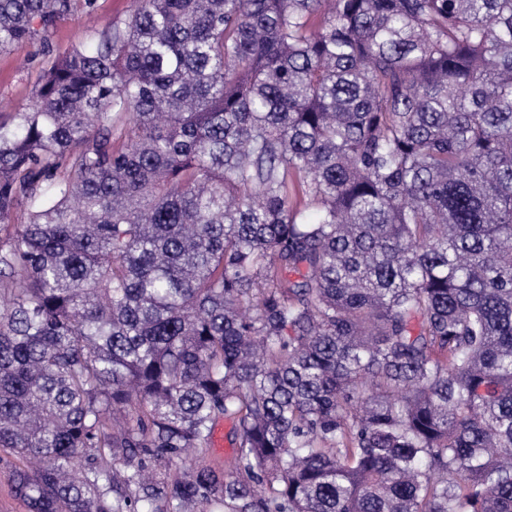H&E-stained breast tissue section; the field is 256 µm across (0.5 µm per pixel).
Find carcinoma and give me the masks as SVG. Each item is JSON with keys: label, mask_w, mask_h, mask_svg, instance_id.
I'll list each match as a JSON object with an SVG mask.
<instances>
[{"label": "carcinoma", "mask_w": 512, "mask_h": 512, "mask_svg": "<svg viewBox=\"0 0 512 512\" xmlns=\"http://www.w3.org/2000/svg\"><path fill=\"white\" fill-rule=\"evenodd\" d=\"M73 6L0 0V52ZM23 205L29 512H512V0H136L0 117ZM218 426H222L224 429L220 427H216L212 434V446L217 448L218 450H223V454H218L213 450V447L208 449L205 455V460L214 465L216 467L224 468V464L229 460L232 455L233 448V423L229 419L220 420L217 424ZM224 446V448H223Z\"/></svg>", "instance_id": "cac0c4a2"}]
</instances>
